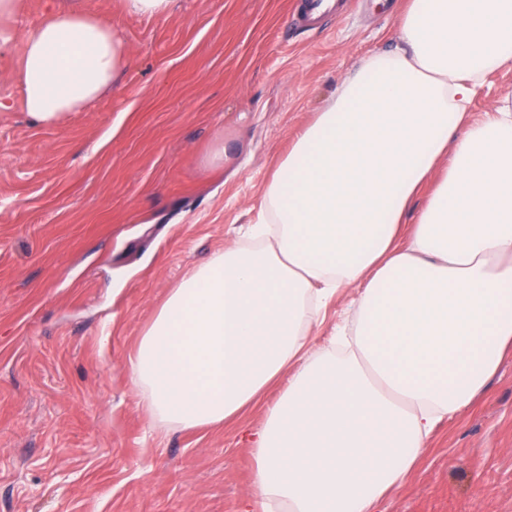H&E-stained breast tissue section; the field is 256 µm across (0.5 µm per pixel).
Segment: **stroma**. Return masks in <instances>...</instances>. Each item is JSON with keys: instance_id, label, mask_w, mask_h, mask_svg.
I'll return each mask as SVG.
<instances>
[{"instance_id": "1", "label": "stroma", "mask_w": 512, "mask_h": 512, "mask_svg": "<svg viewBox=\"0 0 512 512\" xmlns=\"http://www.w3.org/2000/svg\"><path fill=\"white\" fill-rule=\"evenodd\" d=\"M294 2L140 17L81 0L130 54L57 127L0 80V512H245L262 409L218 429L152 420L128 359L173 288L240 242L343 79L394 46L407 0L317 29L290 27ZM374 512H512V355Z\"/></svg>"}]
</instances>
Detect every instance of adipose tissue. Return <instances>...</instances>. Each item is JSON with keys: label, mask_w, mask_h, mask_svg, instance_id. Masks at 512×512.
<instances>
[{"label": "adipose tissue", "mask_w": 512, "mask_h": 512, "mask_svg": "<svg viewBox=\"0 0 512 512\" xmlns=\"http://www.w3.org/2000/svg\"><path fill=\"white\" fill-rule=\"evenodd\" d=\"M0 54L49 128L91 111L128 49L78 6L32 22L0 0ZM501 68L512 0H408L396 46L363 59L268 180L255 247L226 246L147 325L129 369L154 418L195 430L264 406L254 512H371L512 349V108L470 110ZM348 288L350 354L311 351L310 329Z\"/></svg>", "instance_id": "1"}]
</instances>
